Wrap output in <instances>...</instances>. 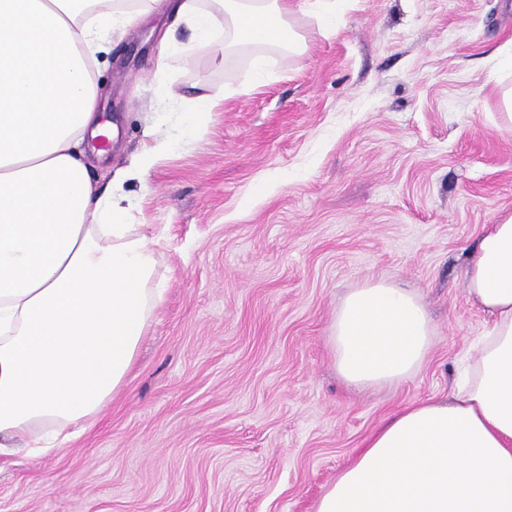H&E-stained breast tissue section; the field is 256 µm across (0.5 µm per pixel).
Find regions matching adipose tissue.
Listing matches in <instances>:
<instances>
[{
	"label": "adipose tissue",
	"mask_w": 512,
	"mask_h": 512,
	"mask_svg": "<svg viewBox=\"0 0 512 512\" xmlns=\"http://www.w3.org/2000/svg\"><path fill=\"white\" fill-rule=\"evenodd\" d=\"M0 0V455L37 456L91 427L125 383L164 290L155 241L82 145L104 134L94 69L113 34L168 0ZM180 21L229 55L273 44L302 54L308 14L336 31V0H178ZM177 136L144 144L146 180L218 102L189 98ZM464 283L489 320L449 400L396 412L328 484L314 512H512V214L470 253ZM417 292L387 280L351 289L328 327L337 374L378 388L411 379L433 345Z\"/></svg>",
	"instance_id": "ef3b65f1"
}]
</instances>
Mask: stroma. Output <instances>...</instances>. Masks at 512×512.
<instances>
[{
  "label": "stroma",
  "instance_id": "obj_1",
  "mask_svg": "<svg viewBox=\"0 0 512 512\" xmlns=\"http://www.w3.org/2000/svg\"><path fill=\"white\" fill-rule=\"evenodd\" d=\"M307 48L215 56L185 24L134 21L97 68L106 187L183 99L218 97L202 132L147 185L123 183L133 224L158 238L165 286L124 386L63 449L0 457V512H314L386 418L447 397L487 317L468 255L512 213V126L495 73L512 0H348ZM261 194H252L256 183ZM418 289L435 324L412 379L358 391L326 336L348 289Z\"/></svg>",
  "mask_w": 512,
  "mask_h": 512
}]
</instances>
